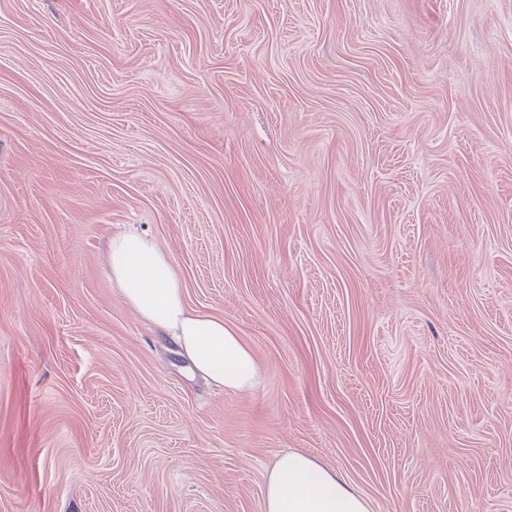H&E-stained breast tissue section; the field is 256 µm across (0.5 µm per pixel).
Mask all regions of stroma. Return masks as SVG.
Segmentation results:
<instances>
[{"label":"stroma","instance_id":"obj_1","mask_svg":"<svg viewBox=\"0 0 512 512\" xmlns=\"http://www.w3.org/2000/svg\"><path fill=\"white\" fill-rule=\"evenodd\" d=\"M145 234L261 367L113 285ZM512 512V0H0V512ZM112 283L146 321L175 336L194 370L218 386L242 391L254 386L260 368L237 332L224 319L190 309L166 252L134 232L108 242ZM263 504L264 512H370L367 500L336 469L298 451L274 462Z\"/></svg>","mask_w":512,"mask_h":512}]
</instances>
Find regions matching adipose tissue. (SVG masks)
Segmentation results:
<instances>
[{
    "instance_id": "obj_1",
    "label": "adipose tissue",
    "mask_w": 512,
    "mask_h": 512,
    "mask_svg": "<svg viewBox=\"0 0 512 512\" xmlns=\"http://www.w3.org/2000/svg\"><path fill=\"white\" fill-rule=\"evenodd\" d=\"M112 282L146 321L175 336L194 370L218 386L242 391L254 386L260 368L249 348L223 318L190 309L166 252L134 232L107 245ZM264 512H370L367 500L330 466L290 451L270 469Z\"/></svg>"
}]
</instances>
